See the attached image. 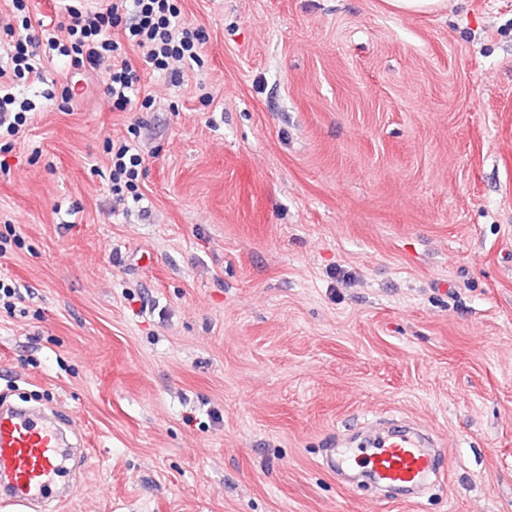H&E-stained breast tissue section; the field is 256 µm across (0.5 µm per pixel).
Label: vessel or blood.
I'll return each instance as SVG.
<instances>
[{"label": "vessel or blood", "mask_w": 512, "mask_h": 512, "mask_svg": "<svg viewBox=\"0 0 512 512\" xmlns=\"http://www.w3.org/2000/svg\"><path fill=\"white\" fill-rule=\"evenodd\" d=\"M371 453L349 450L344 461L365 463L377 485L415 488L441 468L418 433L382 431ZM66 433L44 412L23 406L0 408V503L15 512H31L37 503L57 497L55 479L66 458Z\"/></svg>", "instance_id": "1"}]
</instances>
